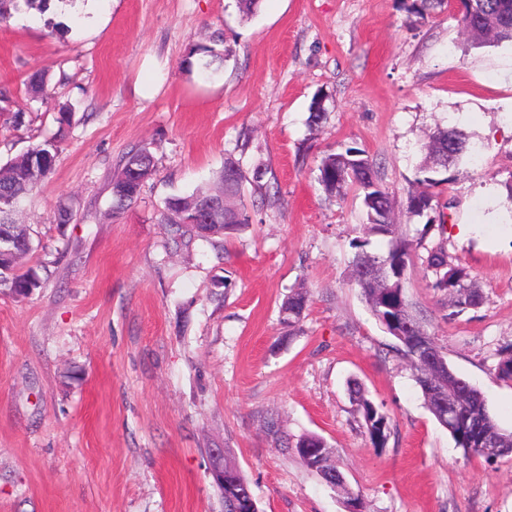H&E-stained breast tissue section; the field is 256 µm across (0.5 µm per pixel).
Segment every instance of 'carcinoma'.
Returning <instances> with one entry per match:
<instances>
[{"instance_id":"carcinoma-1","label":"carcinoma","mask_w":512,"mask_h":512,"mask_svg":"<svg viewBox=\"0 0 512 512\" xmlns=\"http://www.w3.org/2000/svg\"><path fill=\"white\" fill-rule=\"evenodd\" d=\"M49 0H0V21L10 17L11 11L19 10L20 5L43 12ZM484 5V16L492 23L494 34L486 40L488 44L512 42V0H460L461 18H466L471 10ZM454 142L460 154L468 152V141L461 131L455 128H437L432 140V165H424L420 172L425 177L418 179L422 189L411 193L406 201V211L412 217H427L420 239H425L435 226L436 221L429 216L433 210L434 193L432 189L449 181V178H436V175L448 171V157L445 150L448 142ZM58 155V146L53 141H46L30 149L27 162H16L0 166V225H11L12 236L24 246L23 254L32 251L26 226L15 225L11 215L15 212L24 197L53 170ZM146 158L144 151H136L126 158L119 174L112 179V197L117 207L122 208L132 203L137 197L141 184L128 187L126 180L129 168ZM148 159V158H146ZM364 161L370 165L372 180L367 181L359 174L356 161ZM154 172L153 159H148L143 178H149ZM319 183L330 197H339L348 186L360 191L367 222L361 225V236L352 245L356 249L352 259V283L359 288L375 318L390 317L411 326L412 335L406 339H398L399 351L407 360L422 393L424 403L437 421H442L441 408L437 396L451 400L457 404L460 422L449 431L455 447L462 449L466 455L487 457L484 444L480 442L475 429H480L502 440L505 451L501 456L512 455V431L499 427L491 414L483 393L474 385L459 377L449 366L434 337L428 335L419 320L411 311V303L407 299L404 283L408 269L414 266L415 248L411 240L398 232L393 222V206L388 192L383 188L378 171L373 161L363 156V151L356 147H348L342 153L325 155L319 165ZM212 193L207 189H198L190 195L175 196L168 199L163 212V221L175 226L176 234H185L195 238L221 237L240 229L248 223L243 211L236 214L214 213L210 216V233L200 234L192 224L186 223L188 210L207 203ZM387 238L386 249L370 251V237ZM378 263L386 267L388 278L379 282L366 278L369 264ZM424 273L432 278L430 287L448 294L452 314L458 315L470 307H477L483 302L479 289L471 285L467 268L448 259V254L441 246L428 251L422 259ZM0 268L11 272V276L0 275V287L8 288L17 296H26L40 287L37 273L29 268L17 270V262L0 264ZM309 302L307 292L296 290L282 305L284 322L292 327L298 324ZM431 350L432 356L441 361V368L430 370L422 361L418 345ZM353 399L360 412L364 428L374 446L378 447L387 439L389 417L382 409L367 398L364 390L357 387L353 390ZM284 448L293 451L300 462L308 469L318 473L326 482L333 483L337 470L330 456L329 447L323 438L307 434L297 439L295 444L282 440Z\"/></svg>"}]
</instances>
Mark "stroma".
<instances>
[{"mask_svg":"<svg viewBox=\"0 0 512 512\" xmlns=\"http://www.w3.org/2000/svg\"><path fill=\"white\" fill-rule=\"evenodd\" d=\"M412 0H61L0 22V165L57 141L54 170L15 213L40 288H0V512H224L209 451L226 449L259 512H512V456L464 455L424 404L396 340L351 280L366 218L356 188L327 196L328 153L365 150L408 239L404 203L423 146L454 125L475 155L435 188L445 216L419 257L444 244L482 306L453 316L421 266L413 311L449 366L512 430V44L471 47L456 0L422 18ZM198 45L224 53L187 68ZM44 74L48 94L28 83ZM329 110L308 123L314 97ZM74 110L60 126L63 106ZM155 173L133 204H112L125 156ZM244 175L250 219L216 243L174 248L165 201L216 186L226 159ZM263 166L262 181L253 178ZM72 217L60 223V207ZM309 294L298 326L281 306ZM361 385L388 415L371 444L352 399ZM324 438L347 487L308 470L268 433Z\"/></svg>","mask_w":512,"mask_h":512,"instance_id":"obj_1","label":"stroma"}]
</instances>
